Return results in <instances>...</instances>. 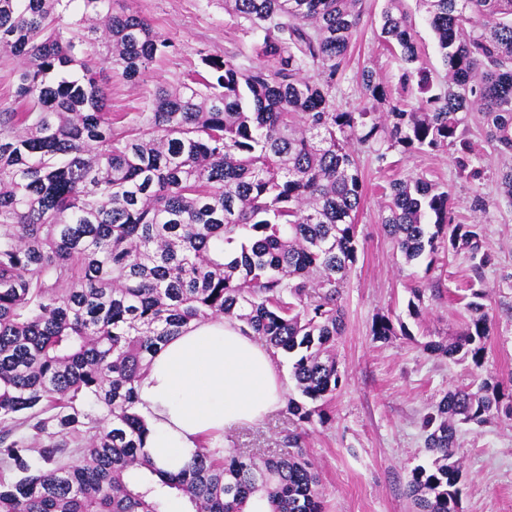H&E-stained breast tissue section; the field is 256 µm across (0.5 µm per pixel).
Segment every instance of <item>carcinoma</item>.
I'll return each instance as SVG.
<instances>
[{
	"label": "carcinoma",
	"mask_w": 512,
	"mask_h": 512,
	"mask_svg": "<svg viewBox=\"0 0 512 512\" xmlns=\"http://www.w3.org/2000/svg\"><path fill=\"white\" fill-rule=\"evenodd\" d=\"M74 2L0 0V50L21 64L14 104L0 106V512H167L170 495L192 512L254 501L323 512L303 430L262 453L203 438L178 471L159 468L136 383L162 345L222 316L288 357V420L327 422L340 290L358 260L354 147L384 163L450 146L459 175L477 180L459 117L476 108L512 154V0H419L447 68L439 92L404 0H386L380 37L400 48L399 97L365 70L355 112L333 90L365 0H224L264 64L206 55L121 126L106 84L137 79L172 42L112 0H80L89 24L76 32L62 24ZM498 188L512 205V167ZM453 209L449 191L411 176L389 183L380 223L407 263L442 249L466 251L475 270L492 264L481 225L454 223ZM485 298L468 288L463 330L425 349L482 368ZM372 335H394L390 317ZM504 396L502 381L478 376L423 415L431 458L406 489L416 512H460L458 428L512 420Z\"/></svg>",
	"instance_id": "carcinoma-1"
}]
</instances>
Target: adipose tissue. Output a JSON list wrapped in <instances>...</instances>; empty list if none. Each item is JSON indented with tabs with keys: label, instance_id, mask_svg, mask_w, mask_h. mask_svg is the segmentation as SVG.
<instances>
[{
	"label": "adipose tissue",
	"instance_id": "obj_1",
	"mask_svg": "<svg viewBox=\"0 0 512 512\" xmlns=\"http://www.w3.org/2000/svg\"><path fill=\"white\" fill-rule=\"evenodd\" d=\"M155 463L179 469L202 437L223 441L284 404L278 366L265 347L219 318L192 325L154 356L137 384Z\"/></svg>",
	"mask_w": 512,
	"mask_h": 512
}]
</instances>
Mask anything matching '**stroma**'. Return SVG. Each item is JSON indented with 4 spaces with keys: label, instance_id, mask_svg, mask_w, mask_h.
I'll return each instance as SVG.
<instances>
[{
    "label": "stroma",
    "instance_id": "stroma-1",
    "mask_svg": "<svg viewBox=\"0 0 512 512\" xmlns=\"http://www.w3.org/2000/svg\"><path fill=\"white\" fill-rule=\"evenodd\" d=\"M386 0H366L361 24L351 42L349 64L336 84V103L352 111L361 104L360 73L372 70L389 94H396L400 63L379 37V17ZM412 35L436 88L446 84L435 41L417 0H406ZM117 11L136 13L170 38V53L157 59L133 82L118 78L106 85L112 114L134 118L148 111L159 86H172L200 68L205 55L237 52L243 63L256 60L257 38L245 33L217 0H112ZM471 143L476 181L461 178L449 147L403 154L391 151L389 167L358 150L364 203L357 216L358 261L341 290L344 332L336 342L342 386L323 425L306 428L307 456L319 470L324 512H413L405 494L412 470L427 459L421 418L454 387L475 378L471 362L442 358L424 350L426 341L461 330L468 315L458 298L471 281L488 293L493 332L482 372L512 380V205L498 196L496 176L512 166V155L499 153L486 138L484 115H462ZM423 176L455 201L461 224H478L494 263L473 272L466 255L438 258L434 265L405 263L380 224L382 189L395 179ZM484 204L474 207L475 196ZM424 291L422 311L410 316L412 287ZM404 324L409 336L374 340L376 314ZM289 421L272 414L255 429L237 432L235 445L251 450L275 449ZM456 452L466 475L461 512H512V421L493 418L481 427L461 426Z\"/></svg>",
    "mask_w": 512,
    "mask_h": 512
}]
</instances>
